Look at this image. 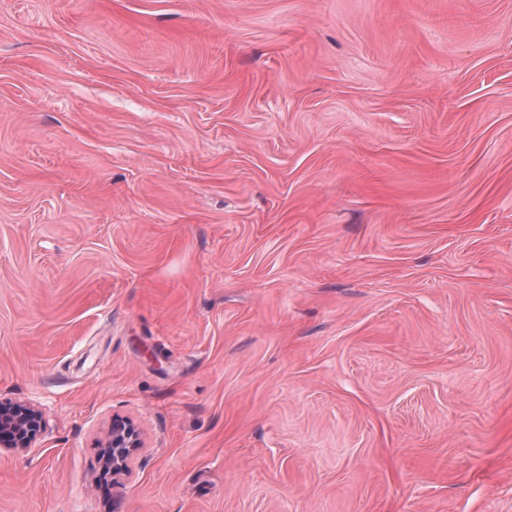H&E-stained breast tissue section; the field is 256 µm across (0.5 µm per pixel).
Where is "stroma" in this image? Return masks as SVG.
Masks as SVG:
<instances>
[{
  "label": "stroma",
  "mask_w": 512,
  "mask_h": 512,
  "mask_svg": "<svg viewBox=\"0 0 512 512\" xmlns=\"http://www.w3.org/2000/svg\"><path fill=\"white\" fill-rule=\"evenodd\" d=\"M0 398V512H512V0H0ZM43 431V418L38 409L0 399V450L25 451ZM140 447L138 432L127 422L112 421L110 431L102 450L104 468L112 471V477L121 474L129 456Z\"/></svg>",
  "instance_id": "1"
}]
</instances>
